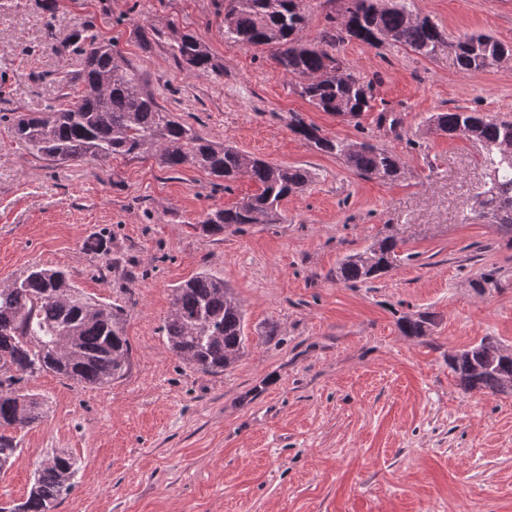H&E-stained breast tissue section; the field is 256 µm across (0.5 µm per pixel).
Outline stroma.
Segmentation results:
<instances>
[{
	"label": "stroma",
	"mask_w": 512,
	"mask_h": 512,
	"mask_svg": "<svg viewBox=\"0 0 512 512\" xmlns=\"http://www.w3.org/2000/svg\"><path fill=\"white\" fill-rule=\"evenodd\" d=\"M414 3L450 38L512 45V0ZM223 16L224 0H20L0 13V283L35 264L65 268L124 308L131 345L129 372L109 385L25 381L50 412L16 432L0 505L25 501L41 462L64 450L75 487L52 512H512V391H464L448 365L485 336L512 347V233L469 213L480 147L426 127L457 108L512 120V58L467 75L444 48L425 58L345 42L373 108L341 119L302 99L271 49L225 44ZM85 24L202 136L310 170L281 203L285 222L206 236L195 228L204 213L256 193L253 181L151 159L56 165L22 147L13 116L68 92L82 61L59 46ZM185 33L216 70L179 59ZM382 112L397 131L377 124ZM294 113L389 148L400 177H363L316 151L291 131ZM388 235L401 259L386 276L337 280L344 255ZM204 269L233 289L250 338L214 375L175 357L163 331L172 288ZM421 312L434 316L427 335H403L399 317Z\"/></svg>",
	"instance_id": "stroma-1"
}]
</instances>
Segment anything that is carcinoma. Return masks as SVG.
<instances>
[{
  "instance_id": "cac0c4a2",
  "label": "carcinoma",
  "mask_w": 512,
  "mask_h": 512,
  "mask_svg": "<svg viewBox=\"0 0 512 512\" xmlns=\"http://www.w3.org/2000/svg\"><path fill=\"white\" fill-rule=\"evenodd\" d=\"M337 13L326 17L322 39H304L307 16L299 0H224V42L241 46H274L275 63L298 78L299 95L323 112L358 117L372 109L370 84L344 69L340 43L356 39L367 45L392 43L426 58L448 45L463 73L483 71L512 52L487 34L445 39L429 18L412 20L409 0H337ZM83 56L81 91L75 102H60L42 112L21 113L13 119L18 142L30 154L56 164L87 158L153 159L172 171L195 167L224 180V186L246 177L258 191L237 205L206 214L200 227L216 236L252 224H281V202L304 188L310 173L296 166L271 165L222 142L203 137L189 123L164 111L143 88L140 74L114 50L112 40L94 34L73 44ZM179 57L195 73L216 68L211 52L186 33L177 43ZM430 129L448 137L468 129L483 143L488 182L475 195L474 213L489 217L501 230L512 232V121L481 112H436L426 119ZM291 129L317 151L334 155L357 174L393 180L401 173L398 157L369 142L329 138L301 119ZM397 242L390 236L374 240L361 252L345 256L336 278L363 283L387 273L397 260ZM431 315L404 316L403 334L424 336ZM125 310L88 296L59 268L42 265L0 284V471L17 451L9 430L42 422L47 406L20 384L53 372L92 387L123 378L130 368ZM170 349L202 374L222 373L245 353L249 337L244 313L224 279L204 270L171 290L164 321ZM500 341L484 336L448 357L466 392L504 391L512 378V353H488ZM76 461L57 452L42 462L26 500L0 506V512H51L74 488Z\"/></svg>"
}]
</instances>
